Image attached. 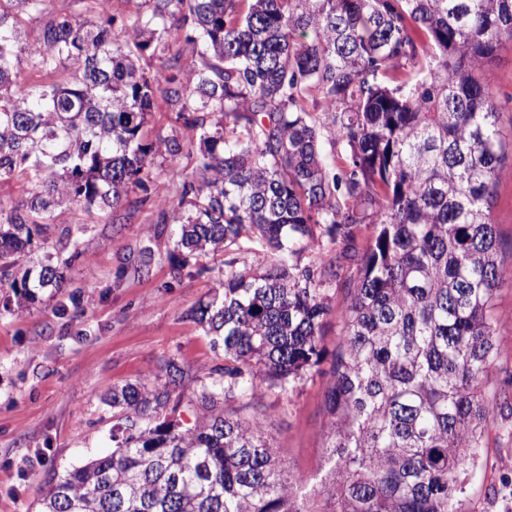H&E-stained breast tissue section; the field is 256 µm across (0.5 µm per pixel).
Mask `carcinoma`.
<instances>
[{
	"mask_svg": "<svg viewBox=\"0 0 512 512\" xmlns=\"http://www.w3.org/2000/svg\"><path fill=\"white\" fill-rule=\"evenodd\" d=\"M0 0V288L32 301L65 287L70 256L17 275L55 213L112 223L148 188L155 156H186L177 207L189 257L224 255L223 292L193 319L223 347L181 429L189 371L112 389V452L46 482L39 512H310L252 407L257 382L282 390L322 354L328 307L294 245L318 233L359 260L324 390L331 479L321 512H461L459 475L480 455L503 331V279L490 203L505 144L482 67L512 38V0ZM39 22L34 39L26 23ZM192 48L183 60V46ZM29 68L36 83L21 79ZM192 135H152L159 104ZM343 141L347 172L322 149ZM203 147L194 149V140ZM276 256L240 260L244 243ZM235 403L237 408L229 405Z\"/></svg>",
	"mask_w": 512,
	"mask_h": 512,
	"instance_id": "carcinoma-1",
	"label": "carcinoma"
}]
</instances>
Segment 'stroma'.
Returning a JSON list of instances; mask_svg holds the SVG:
<instances>
[{
    "mask_svg": "<svg viewBox=\"0 0 512 512\" xmlns=\"http://www.w3.org/2000/svg\"><path fill=\"white\" fill-rule=\"evenodd\" d=\"M488 68L499 128L512 148V41ZM130 193L126 221L109 223L80 208L60 213L58 226L88 225L61 292L40 289L34 301L0 307V512H37L47 478L111 451L112 388L155 379L166 360L190 369L181 418L193 425L200 383L224 363L222 348L191 320L224 278L221 257H201L175 271V227L157 223L159 202ZM491 215L499 259L512 267V158L498 169ZM152 254H144V247ZM357 264L341 262L324 294L323 360L293 387L259 385L255 407L285 463L306 477L299 498L313 503L330 476L323 391L342 332L347 286ZM463 512H512V417L490 418L476 463L468 465Z\"/></svg>",
    "mask_w": 512,
    "mask_h": 512,
    "instance_id": "35a3bbf8",
    "label": "stroma"
}]
</instances>
